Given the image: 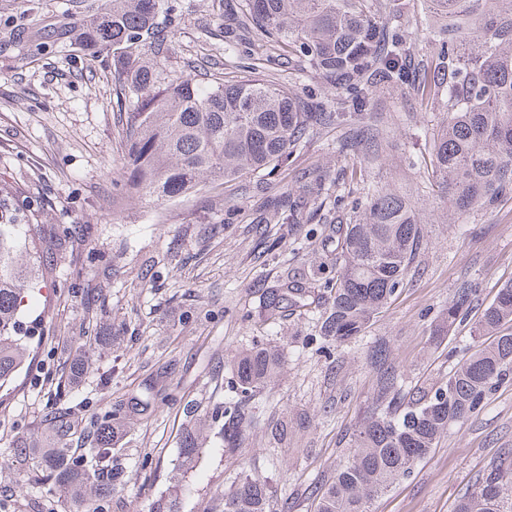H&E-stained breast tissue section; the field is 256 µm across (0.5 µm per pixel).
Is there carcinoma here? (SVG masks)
<instances>
[{"mask_svg":"<svg viewBox=\"0 0 512 512\" xmlns=\"http://www.w3.org/2000/svg\"><path fill=\"white\" fill-rule=\"evenodd\" d=\"M428 36L436 53L418 80L419 90L446 112L432 143V178L449 207L462 214L494 206L512 194V0H426ZM389 0H241L239 27L284 44L334 89L332 100L296 99L255 75L202 86L167 71L158 18L168 0H100L79 29L82 45L112 51L124 75L130 104L126 130L128 181L144 198L165 203L207 184L263 171L297 147L313 124L346 120L365 110L377 83L410 79L403 60L411 43L403 28L384 23ZM358 216L328 227L322 242L336 244V279L326 285L328 307L318 335L331 345L362 335L374 316L397 295L424 240V222L391 190L355 198ZM33 208L19 220L0 200V388L13 382L30 358L31 328L21 316L24 298L38 285V257L31 254L42 223ZM476 289L463 286L441 310L432 335L470 319ZM306 283L285 281L262 297V317L302 312L320 300ZM475 337H488L465 354L436 388L409 398L390 358L376 341L369 358L376 377L370 412L352 433L351 454L329 483L314 485V512H369L370 501L409 476L436 448L448 428L468 420L499 387L512 383V283L474 320ZM282 369L280 354L255 344L235 358L238 399L224 403V441L236 445L247 420L245 406ZM148 403L127 401L96 422L88 454L76 458L67 444L46 448L36 465L70 496L78 512L112 495L121 472L112 458L116 421L143 415ZM74 409H55L48 429L60 437ZM201 424L180 438V467L191 469L201 452ZM224 512H274L266 485L246 480L224 495ZM455 512H512V461L492 463Z\"/></svg>","mask_w":512,"mask_h":512,"instance_id":"obj_1","label":"carcinoma"}]
</instances>
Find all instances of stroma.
Listing matches in <instances>:
<instances>
[{"label": "stroma", "mask_w": 512, "mask_h": 512, "mask_svg": "<svg viewBox=\"0 0 512 512\" xmlns=\"http://www.w3.org/2000/svg\"><path fill=\"white\" fill-rule=\"evenodd\" d=\"M163 24L167 66L207 85L256 68L289 93L342 98L282 47L251 34L232 52L224 36L238 0H174ZM86 0H0V197L44 209L39 252L54 260L41 292L25 300L33 358L0 390V512H76L35 466L56 440L45 416L77 407L66 438L80 446L97 417L138 396L150 415L123 432L112 462L124 480L98 512H224L225 493L245 478L267 486L274 506L309 512L314 484L329 480L350 453L348 434L375 393L367 352L389 340L404 391L445 380L451 349L475 340L453 325L443 341L431 323L457 288L471 283L476 307L512 282V199L456 214L431 184L430 142L443 117L409 85L377 86L361 120L311 128L283 167L247 175L166 204L146 201L127 182L125 113L110 51L81 49L72 35ZM325 175L330 194H312L302 173ZM391 189L426 225L423 244L394 300L364 334L324 347L320 310L268 323L260 298L287 273L315 289L336 274L324 225L346 222L334 198L349 190ZM303 197L300 224L269 221L273 204ZM277 346L280 376L249 402L252 424L235 451L224 448L213 411L234 397L233 361L253 343ZM83 354L85 369L69 364ZM195 403L205 419L203 451L170 482L179 437ZM512 452V384L454 425L411 476L372 512H454L490 464ZM26 455L18 466L17 455Z\"/></svg>", "instance_id": "stroma-1"}]
</instances>
